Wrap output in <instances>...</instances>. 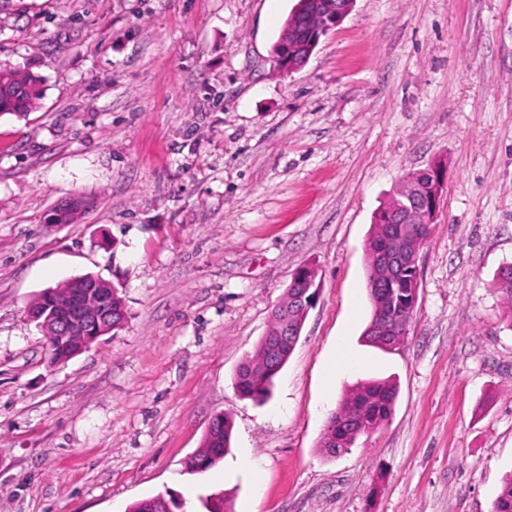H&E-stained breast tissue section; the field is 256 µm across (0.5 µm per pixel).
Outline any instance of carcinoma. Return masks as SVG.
I'll list each match as a JSON object with an SVG mask.
<instances>
[{
    "label": "carcinoma",
    "mask_w": 512,
    "mask_h": 512,
    "mask_svg": "<svg viewBox=\"0 0 512 512\" xmlns=\"http://www.w3.org/2000/svg\"><path fill=\"white\" fill-rule=\"evenodd\" d=\"M40 99L39 82L33 76L22 73L6 63L0 62V115L11 114L21 117L36 107ZM427 180L424 172L410 175L406 193L395 194L385 208H397L408 204L409 196L423 187ZM410 224H375L367 247L368 291L371 284L381 282L389 293V301L395 306L391 326L385 331L373 329L368 324L364 333L367 342L380 348L400 346L406 337V326L414 312L410 286L402 283L399 276L390 272L407 263L406 257L420 250L421 244L411 237ZM494 287L507 296L509 319L512 320V265L502 267L496 276ZM295 345L275 340L269 336L261 339L257 353L244 360L236 371L235 385L240 395L262 399L271 393L274 378L279 374L293 353ZM52 361L70 357L74 345L68 338L55 337L51 341ZM397 389L389 381H366L355 386L340 403L342 415L331 413L323 434L321 448L334 456L351 447L355 440L382 426L390 417ZM233 425L231 420L218 415L207 434L202 449L191 461L192 470L202 472L224 458L230 448ZM492 512H512V473L503 479Z\"/></svg>",
    "instance_id": "1"
}]
</instances>
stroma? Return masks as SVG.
Returning a JSON list of instances; mask_svg holds the SVG:
<instances>
[{
    "label": "stroma",
    "instance_id": "35a3bbf8",
    "mask_svg": "<svg viewBox=\"0 0 512 512\" xmlns=\"http://www.w3.org/2000/svg\"><path fill=\"white\" fill-rule=\"evenodd\" d=\"M295 0H0V512H491L512 472V0H355L292 74ZM447 183L395 350L362 339L366 243L405 177ZM80 195L77 224L45 225ZM318 297L271 396L235 372L297 268ZM87 274L127 319L54 364L24 310ZM391 380L389 420L329 456L330 414ZM231 448L190 460L217 414ZM301 34L294 31L289 35L288 43L280 45L272 54L274 67L286 74L293 73L301 69L309 60L315 46L319 43L316 39L300 41ZM40 99L39 82L0 62V115L26 116Z\"/></svg>",
    "mask_w": 512,
    "mask_h": 512
}]
</instances>
